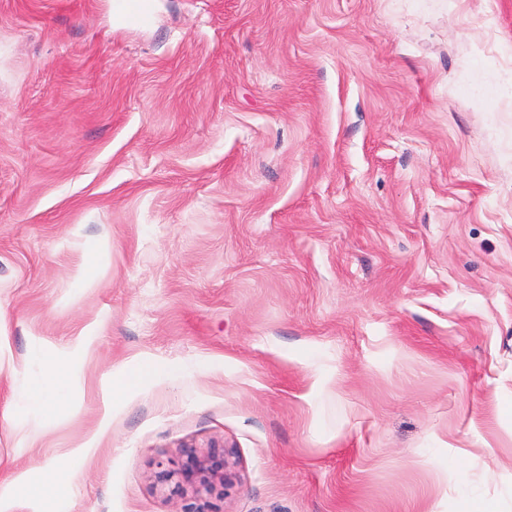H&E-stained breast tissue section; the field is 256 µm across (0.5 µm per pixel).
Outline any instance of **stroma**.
Listing matches in <instances>:
<instances>
[{"label": "stroma", "mask_w": 512, "mask_h": 512, "mask_svg": "<svg viewBox=\"0 0 512 512\" xmlns=\"http://www.w3.org/2000/svg\"><path fill=\"white\" fill-rule=\"evenodd\" d=\"M152 11L0 0V512H512V0ZM123 16L138 24H147L151 19L150 0H119ZM71 386V374L60 365H53L46 373H31L26 379V402L41 414L50 416L60 408ZM232 454V451L224 448V453L221 458H215L205 460L198 457L193 450L186 452L185 460L182 462L179 468L178 474L181 481L178 483L183 485H191L204 490L209 489L208 475L210 477H220L222 480L226 478V469L228 468L229 462L228 457ZM39 477L32 480L27 473L13 477L9 486L19 501L39 499L50 507L58 492L74 483L75 473L65 459H59L51 465L38 467Z\"/></svg>", "instance_id": "35a3bbf8"}]
</instances>
